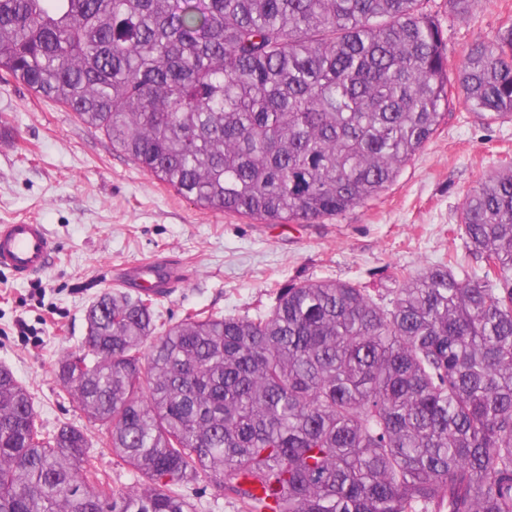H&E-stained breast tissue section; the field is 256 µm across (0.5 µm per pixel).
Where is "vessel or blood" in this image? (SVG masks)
<instances>
[{"mask_svg": "<svg viewBox=\"0 0 512 512\" xmlns=\"http://www.w3.org/2000/svg\"><path fill=\"white\" fill-rule=\"evenodd\" d=\"M57 254L55 241L42 224H0V269L26 281L43 274ZM124 281L138 291L164 293L167 278L158 277L156 265L145 262L124 272Z\"/></svg>", "mask_w": 512, "mask_h": 512, "instance_id": "obj_1", "label": "vessel or blood"}]
</instances>
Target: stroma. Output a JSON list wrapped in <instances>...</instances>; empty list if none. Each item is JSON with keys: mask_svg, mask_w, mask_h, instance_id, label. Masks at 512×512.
Segmentation results:
<instances>
[{"mask_svg": "<svg viewBox=\"0 0 512 512\" xmlns=\"http://www.w3.org/2000/svg\"><path fill=\"white\" fill-rule=\"evenodd\" d=\"M456 67L469 45L512 18V0H477L469 19L431 0ZM512 156V119L487 122L454 103L427 146L377 197L312 224H259L205 209L113 149L76 114L13 80H0V224L46 225L54 265L19 282L0 271V365L34 398L45 432L82 429L113 485L138 484L102 443L98 424L60 385L55 363L86 334L85 309L116 287L126 265L168 261L177 278L160 322L189 311L267 313L300 281H351L388 298L394 274L415 275L460 244L457 215L480 175Z\"/></svg>", "mask_w": 512, "mask_h": 512, "instance_id": "stroma-1", "label": "stroma"}]
</instances>
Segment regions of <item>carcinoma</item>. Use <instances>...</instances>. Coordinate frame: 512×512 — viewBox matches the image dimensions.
Returning a JSON list of instances; mask_svg holds the SVG:
<instances>
[{"label":"carcinoma","mask_w":512,"mask_h":512,"mask_svg":"<svg viewBox=\"0 0 512 512\" xmlns=\"http://www.w3.org/2000/svg\"><path fill=\"white\" fill-rule=\"evenodd\" d=\"M428 3L0 0V77L204 208L310 223L378 196L454 101L512 117V22L452 72ZM458 226L477 267L402 273L387 303L305 281L161 331L153 296L101 293L56 375L142 483L113 486L74 426L44 435L1 365L0 512H193L194 481L240 512H512L511 162Z\"/></svg>","instance_id":"1"}]
</instances>
